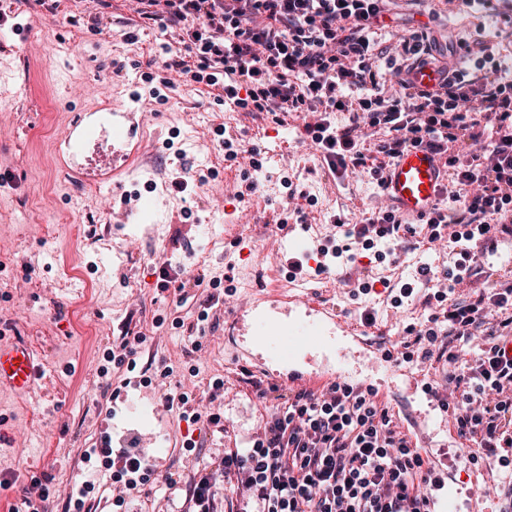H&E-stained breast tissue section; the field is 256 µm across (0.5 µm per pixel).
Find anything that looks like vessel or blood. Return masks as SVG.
Listing matches in <instances>:
<instances>
[{
	"mask_svg": "<svg viewBox=\"0 0 512 512\" xmlns=\"http://www.w3.org/2000/svg\"><path fill=\"white\" fill-rule=\"evenodd\" d=\"M127 114L122 106L101 113L98 120H88L86 113H75L67 124L63 135L64 147L57 156L62 166L82 184L100 186L123 172L126 163L132 159L131 146L135 137L133 127L127 126ZM109 135L118 150L112 154L108 165L98 167L82 164L88 145L99 135ZM384 193L397 212L407 219L426 217L442 198L448 178L436 157L419 147H411L401 153L387 168L384 175ZM263 304L279 312H288L305 307L306 317L302 320L279 322L272 320H248L247 310H239L234 321L239 330H250L266 347L279 354L296 357L302 351L319 345L327 325L344 327L345 322L335 309L320 305L307 294L298 292L284 294L282 289L272 287L262 295ZM43 376V363L38 351L26 340L18 337L0 336V389L10 390L16 397L27 395ZM275 381L291 388L322 384L324 376L309 372L297 366H289L285 372L274 373ZM426 401L420 408L406 415L410 424L416 425L418 434L413 439L422 456L432 459L434 465H441V458L435 457L429 438L434 433L453 432L450 411L446 409L433 391H426ZM432 512H460L468 507L469 512H495L483 491L472 487L467 505H459L451 496L437 492L430 495Z\"/></svg>",
	"mask_w": 512,
	"mask_h": 512,
	"instance_id": "1",
	"label": "vessel or blood"
}]
</instances>
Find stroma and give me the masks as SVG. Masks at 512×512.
<instances>
[{"mask_svg": "<svg viewBox=\"0 0 512 512\" xmlns=\"http://www.w3.org/2000/svg\"><path fill=\"white\" fill-rule=\"evenodd\" d=\"M436 20L401 14L379 31L381 45L432 25L474 32L488 19L461 0H430ZM12 31L0 38V331L22 336L41 354L45 372L20 400L0 392V498L19 500L32 479L50 477L52 512H64L87 467L89 448L110 425L114 447L139 439L155 478L134 503L136 512H180L198 462H220L225 449L248 446L263 419L288 396L265 373L279 369L266 352L242 359L244 344L232 313L273 283L300 282L316 301L334 305L346 321L375 317L377 343L401 341L425 318L420 301L392 307L386 295L353 296L336 274L320 272L319 245L335 236V218L356 224L386 206L371 177L382 159L334 175L307 138L305 115L274 123L213 99L211 88L177 82L167 99L153 97L142 73L163 77L162 47L185 50L180 29L142 22L133 0H59L46 11L22 0H0ZM37 25L31 38L19 28ZM133 110L143 162L118 187L75 186L55 159L69 115L107 102ZM243 147L228 161L220 139ZM260 151L262 170L250 164ZM185 181L178 190L176 181ZM256 191H249V184ZM155 203L137 212L135 195ZM303 264L288 277V260ZM174 279L158 285L159 271ZM205 283H197V276ZM209 320L199 326L202 302ZM138 336L135 369L111 367L104 352ZM153 383L144 386L142 374ZM224 390L210 399L209 384ZM268 391L258 397V388ZM189 393L191 410L219 412L223 431L206 422L187 429L163 397ZM193 434L198 452L185 451ZM178 482L174 496L165 476Z\"/></svg>", "mask_w": 512, "mask_h": 512, "instance_id": "stroma-1", "label": "stroma"}]
</instances>
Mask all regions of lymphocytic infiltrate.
Listing matches in <instances>:
<instances>
[{"label": "lymphocytic infiltrate", "instance_id": "f902f5d3", "mask_svg": "<svg viewBox=\"0 0 512 512\" xmlns=\"http://www.w3.org/2000/svg\"><path fill=\"white\" fill-rule=\"evenodd\" d=\"M396 0H136L142 18L161 28L182 25L183 54L163 62L160 83L175 78L221 89L248 112H303L305 130L331 171L366 163L365 131L383 130L380 153L393 159L412 146L443 162L455 186L421 225L388 208L360 223L337 220V243L321 246L337 265L364 252L375 261L394 245L408 256L448 248L446 284L425 300L427 316L408 327L404 363L442 366L435 390L451 408L459 435L470 441L469 466L512 448V282L472 287L478 265L499 239L512 238V61L486 32L446 39H403L397 55L373 40ZM432 67L433 88L412 74ZM398 88L385 95L382 78ZM347 113L345 124L331 116ZM468 287L466 297L457 290ZM95 465L69 497L72 512L102 481L115 506L134 501L151 468L141 450L113 449L102 439ZM429 461L402 433L372 389L336 381L300 389L266 418L251 444L228 448L204 466L183 512H430Z\"/></svg>", "mask_w": 512, "mask_h": 512}]
</instances>
